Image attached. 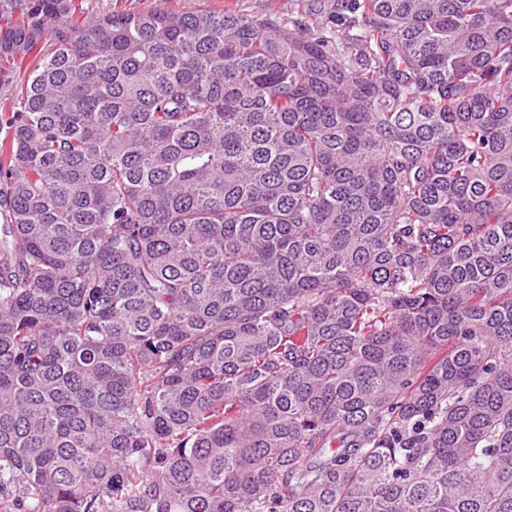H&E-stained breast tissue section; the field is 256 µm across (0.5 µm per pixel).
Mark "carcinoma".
<instances>
[{"label": "carcinoma", "mask_w": 512, "mask_h": 512, "mask_svg": "<svg viewBox=\"0 0 512 512\" xmlns=\"http://www.w3.org/2000/svg\"><path fill=\"white\" fill-rule=\"evenodd\" d=\"M334 8L0 0V512H512V0ZM86 15L90 18L112 12L144 11L162 9L168 11H187L194 9H223L224 5L235 6L245 14L267 15L272 18L288 14V7L299 4V18L318 19L323 27L336 37L341 21L331 12L330 4L334 0H83ZM51 48L50 41L42 40L25 58L18 56L14 61L11 60L10 65H6L7 68L11 69V72L9 73V81L0 82V110L10 109L15 106L17 103V86L26 82L32 60L42 57Z\"/></svg>", "instance_id": "cac0c4a2"}]
</instances>
